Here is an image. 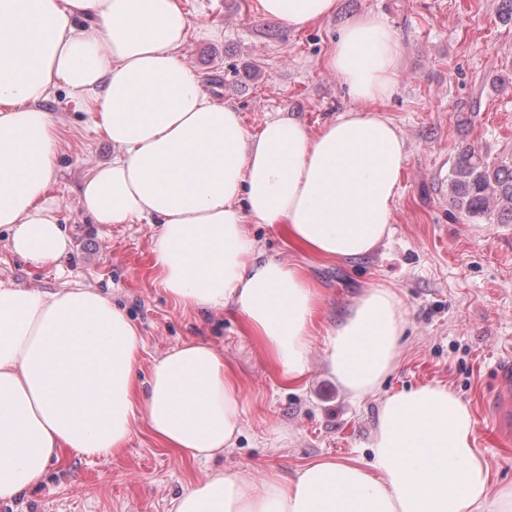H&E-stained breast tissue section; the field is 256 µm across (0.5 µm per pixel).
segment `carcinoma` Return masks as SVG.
<instances>
[{
  "label": "carcinoma",
  "mask_w": 512,
  "mask_h": 512,
  "mask_svg": "<svg viewBox=\"0 0 512 512\" xmlns=\"http://www.w3.org/2000/svg\"><path fill=\"white\" fill-rule=\"evenodd\" d=\"M448 191L450 203L460 214L512 224V163L490 161L465 147L449 175Z\"/></svg>",
  "instance_id": "cac0c4a2"
}]
</instances>
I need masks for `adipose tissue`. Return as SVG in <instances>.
I'll use <instances>...</instances> for the list:
<instances>
[{
  "label": "adipose tissue",
  "mask_w": 512,
  "mask_h": 512,
  "mask_svg": "<svg viewBox=\"0 0 512 512\" xmlns=\"http://www.w3.org/2000/svg\"><path fill=\"white\" fill-rule=\"evenodd\" d=\"M337 0H259L292 30ZM181 0H0V230L37 266L68 248L47 189L59 129L42 107L64 86L114 146L85 177L94 223L158 225L157 282L186 308H232L291 385L302 383L324 297L302 266L264 257L248 224H286L326 261L358 259L389 235L407 154L397 126L374 110L399 80L400 45L377 14L350 20L325 59L356 108L318 131L277 114L246 133L215 104L178 51ZM404 319L396 293L369 288L328 335L326 361L344 391L376 392L394 369ZM141 338L91 288L52 292L0 281V501L40 484L69 448H126L136 421L161 447L210 461L235 447L243 406L223 352L178 345L139 377ZM475 423L447 386L383 399L373 459H325L285 479L217 469L170 512H512V485L492 487Z\"/></svg>",
  "instance_id": "adipose-tissue-1"
}]
</instances>
